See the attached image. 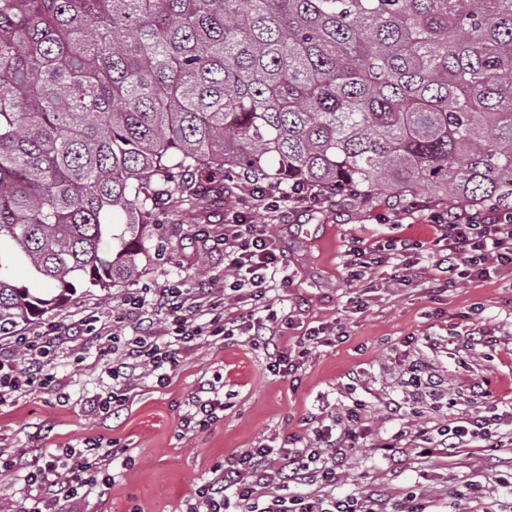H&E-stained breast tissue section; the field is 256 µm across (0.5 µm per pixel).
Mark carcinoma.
<instances>
[{
    "mask_svg": "<svg viewBox=\"0 0 512 512\" xmlns=\"http://www.w3.org/2000/svg\"><path fill=\"white\" fill-rule=\"evenodd\" d=\"M200 168L512 211V0H0V332L137 278Z\"/></svg>",
    "mask_w": 512,
    "mask_h": 512,
    "instance_id": "carcinoma-1",
    "label": "carcinoma"
}]
</instances>
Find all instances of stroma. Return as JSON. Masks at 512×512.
I'll list each match as a JSON object with an SVG mask.
<instances>
[{
	"label": "stroma",
	"instance_id": "stroma-1",
	"mask_svg": "<svg viewBox=\"0 0 512 512\" xmlns=\"http://www.w3.org/2000/svg\"><path fill=\"white\" fill-rule=\"evenodd\" d=\"M196 205L182 194L162 199L150 231L151 257L142 273L120 288L103 292L78 286L62 307L31 323L43 332L50 325L78 328L72 342L59 345L47 358L54 387L29 395L0 411V440L51 454L59 448L87 443H116L130 450L128 460L113 464L116 478L105 497L74 490L66 512H184L197 486L214 465L244 449L277 445L291 434L306 435L309 413L339 412L346 401L349 372L363 370L369 388L371 433H391L398 424L383 411L386 398L401 394L405 358H423L446 371L449 389H456L455 362L465 328L461 317L478 309V322L499 340L491 357L475 359L471 374L486 381L496 396H512V264L491 271L484 280L463 277L441 293L423 282L406 287H377L365 293L367 307L352 313L353 295L345 272L351 248H376L389 239L424 240L430 235L432 212L440 210L428 194L419 208L397 211L393 201L375 198L356 205L350 197L319 195L316 202L282 200L276 207L254 205L253 220L270 225L283 266L266 301L278 316L291 320L282 344L297 349L311 328L342 325L345 334L334 345L319 348L292 381L267 369L264 344L240 337L233 344L203 336L182 351L166 385L141 375L119 415L92 410L91 400L112 390L109 357L100 340L118 333L137 334L140 316L126 313L127 293L183 285L219 296L224 292V250L214 244L224 227L242 217L250 200V182L215 170H201L192 180ZM122 323H114L115 315ZM412 346H405L407 337ZM442 336L446 349L435 352L423 342ZM222 380L225 409L207 429L190 432L182 417L203 383ZM501 475L512 472V445L466 448L453 458L409 456L388 464L370 447L356 448L347 473L336 484L337 497L378 487L385 512H395L403 490L417 485L428 512H512V491L488 477L490 464ZM479 483L477 498L454 496L456 486Z\"/></svg>",
	"mask_w": 512,
	"mask_h": 512
}]
</instances>
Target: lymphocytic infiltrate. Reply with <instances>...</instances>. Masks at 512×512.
<instances>
[{"instance_id":"obj_1","label":"lymphocytic infiltrate","mask_w":512,"mask_h":512,"mask_svg":"<svg viewBox=\"0 0 512 512\" xmlns=\"http://www.w3.org/2000/svg\"><path fill=\"white\" fill-rule=\"evenodd\" d=\"M430 231L426 241H387L377 257L361 248L351 250L346 261L349 280L358 285L370 281L376 268L384 265L391 269L390 285L408 284L422 276V255L427 252L437 256L439 271L427 286L439 292L461 275L482 279L490 269L512 263V212L451 210L433 215ZM223 244L224 268L231 278L228 297L249 303V315L228 326L223 304L191 299L178 285L161 289L148 302L130 297V310L149 303L167 312L172 319L170 338L157 344L147 326L138 335L116 337L103 346V353L112 357L117 387L111 398L97 400V408L121 410L128 399V380L137 369H148L158 381H165L167 370L179 363L181 348L199 336L281 338L285 321L266 306L267 288L276 279L280 258L267 225L244 220L225 225ZM203 312L211 315L205 327L197 322ZM60 336L57 329L15 334L18 358L0 359V407L18 403L35 385L49 380L46 359ZM332 341V328L311 330L298 350L274 347L268 367L280 376L296 377L311 354ZM407 374L406 393L385 404L387 416L402 421L403 426L390 436L375 437L372 444L381 458L398 462L412 453L452 458L478 441L501 447L505 427H512V409L500 406L482 383L461 382L449 397L427 362L412 361ZM367 408L366 400L350 398L338 415L310 414V437L293 434L280 446L262 444L228 458L213 468L211 479L196 488L185 512H381L372 494L343 498L334 494L337 480L347 471L351 451L367 431ZM123 454L120 448L72 446L49 458L35 449L21 459L11 449L0 448V472H12L26 490L17 512H63L71 484L104 497L114 479L110 466ZM274 483L279 491L272 494L268 488Z\"/></svg>"}]
</instances>
